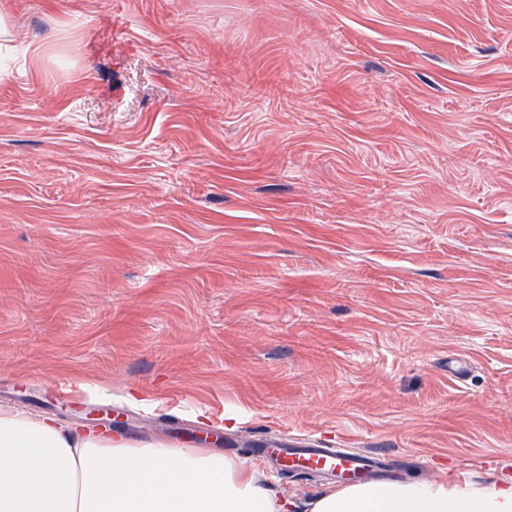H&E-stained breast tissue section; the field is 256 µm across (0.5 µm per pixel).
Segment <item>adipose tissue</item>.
<instances>
[{
	"label": "adipose tissue",
	"mask_w": 512,
	"mask_h": 512,
	"mask_svg": "<svg viewBox=\"0 0 512 512\" xmlns=\"http://www.w3.org/2000/svg\"><path fill=\"white\" fill-rule=\"evenodd\" d=\"M0 512H288V500L208 448L131 442L1 409ZM303 512H512V479L328 487Z\"/></svg>",
	"instance_id": "1"
}]
</instances>
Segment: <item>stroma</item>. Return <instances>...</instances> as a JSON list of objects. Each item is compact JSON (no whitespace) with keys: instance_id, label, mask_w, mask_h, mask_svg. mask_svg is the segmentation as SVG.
Segmentation results:
<instances>
[{"instance_id":"35a3bbf8","label":"stroma","mask_w":512,"mask_h":512,"mask_svg":"<svg viewBox=\"0 0 512 512\" xmlns=\"http://www.w3.org/2000/svg\"><path fill=\"white\" fill-rule=\"evenodd\" d=\"M0 408L512 477V0H4Z\"/></svg>"}]
</instances>
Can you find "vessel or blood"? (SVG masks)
<instances>
[{"label": "vessel or blood", "instance_id": "1", "mask_svg": "<svg viewBox=\"0 0 512 512\" xmlns=\"http://www.w3.org/2000/svg\"><path fill=\"white\" fill-rule=\"evenodd\" d=\"M257 450L291 471L335 477L348 483L367 481L381 474L382 453L356 452L348 448H319L306 439L284 438L280 443L258 442Z\"/></svg>", "mask_w": 512, "mask_h": 512}]
</instances>
